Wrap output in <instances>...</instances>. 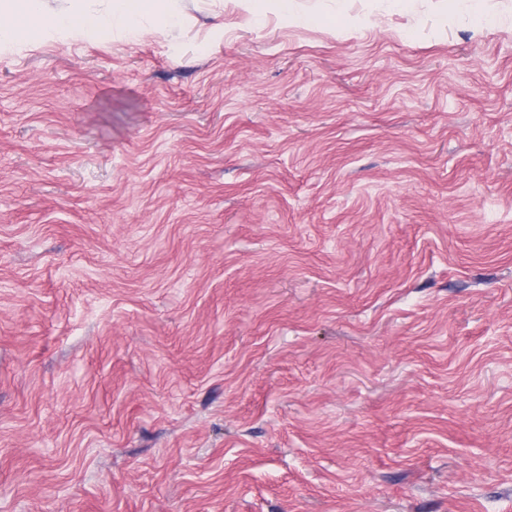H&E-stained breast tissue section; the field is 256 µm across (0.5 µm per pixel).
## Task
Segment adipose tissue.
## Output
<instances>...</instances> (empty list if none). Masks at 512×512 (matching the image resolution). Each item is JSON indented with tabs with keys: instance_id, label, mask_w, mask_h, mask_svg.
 Wrapping results in <instances>:
<instances>
[{
	"instance_id": "ef3b65f1",
	"label": "adipose tissue",
	"mask_w": 512,
	"mask_h": 512,
	"mask_svg": "<svg viewBox=\"0 0 512 512\" xmlns=\"http://www.w3.org/2000/svg\"><path fill=\"white\" fill-rule=\"evenodd\" d=\"M172 31L186 14L179 0H0V52L36 40L108 38L121 24L128 39L140 38L145 22Z\"/></svg>"
}]
</instances>
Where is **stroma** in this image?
Here are the masks:
<instances>
[{"label":"stroma","instance_id":"stroma-1","mask_svg":"<svg viewBox=\"0 0 512 512\" xmlns=\"http://www.w3.org/2000/svg\"><path fill=\"white\" fill-rule=\"evenodd\" d=\"M183 6L0 53V512H512V0Z\"/></svg>","mask_w":512,"mask_h":512}]
</instances>
